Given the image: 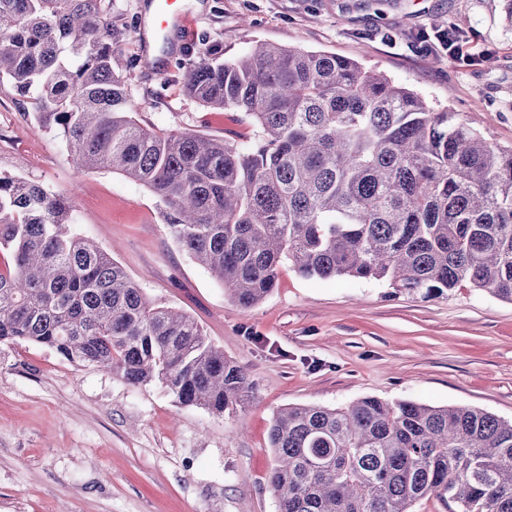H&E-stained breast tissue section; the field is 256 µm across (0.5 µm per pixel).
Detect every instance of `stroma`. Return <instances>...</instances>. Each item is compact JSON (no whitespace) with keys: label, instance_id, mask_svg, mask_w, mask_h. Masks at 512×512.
Instances as JSON below:
<instances>
[{"label":"stroma","instance_id":"35a3bbf8","mask_svg":"<svg viewBox=\"0 0 512 512\" xmlns=\"http://www.w3.org/2000/svg\"><path fill=\"white\" fill-rule=\"evenodd\" d=\"M158 0H112L125 30L119 65L137 120L160 133H245L187 96L177 64L202 40L225 57L254 41L358 60L472 119L512 146V0H177L184 22L139 32ZM453 31L462 56L419 50ZM0 170L74 197L77 233L112 254L156 303L183 310L245 367L254 397L236 414L184 406L157 383L132 386L46 346L0 344V512H278L269 429L298 404L363 397L468 406L512 421V303L462 285L421 300L384 282L306 278L241 310L166 230L144 186L108 170L75 173L55 133L0 88Z\"/></svg>","mask_w":512,"mask_h":512}]
</instances>
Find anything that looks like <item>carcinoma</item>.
Listing matches in <instances>:
<instances>
[{
    "label": "carcinoma",
    "instance_id": "carcinoma-1",
    "mask_svg": "<svg viewBox=\"0 0 512 512\" xmlns=\"http://www.w3.org/2000/svg\"><path fill=\"white\" fill-rule=\"evenodd\" d=\"M110 2L0 0V86L29 99L76 172L110 169L154 194L169 235L238 307L263 300L285 263L423 300L467 283L512 302V148L352 58L267 41L232 59L204 42L183 75L250 134H158L116 69ZM76 223L74 201L0 171V343L157 382L217 416L244 408V368ZM269 442L279 512H411L431 495L448 512H512V421L481 409L296 405Z\"/></svg>",
    "mask_w": 512,
    "mask_h": 512
}]
</instances>
